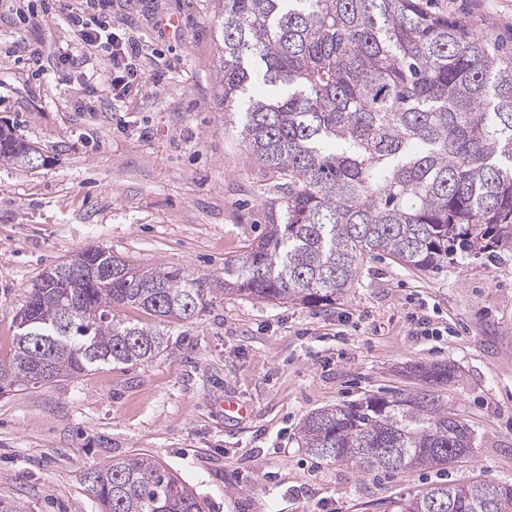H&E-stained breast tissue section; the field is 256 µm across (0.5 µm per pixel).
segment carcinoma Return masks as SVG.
<instances>
[{"instance_id": "carcinoma-1", "label": "carcinoma", "mask_w": 512, "mask_h": 512, "mask_svg": "<svg viewBox=\"0 0 512 512\" xmlns=\"http://www.w3.org/2000/svg\"><path fill=\"white\" fill-rule=\"evenodd\" d=\"M224 123L275 178L281 206L224 264V290L272 303L330 304L365 258L434 272L512 249V50L492 33L430 14L420 0H212ZM38 150L0 127V157L31 167ZM112 285L43 271L19 310L0 378L21 386L95 367L143 364L167 349L156 329L203 311L219 279L147 268ZM423 386L319 409L298 429L308 455L361 475L444 469L476 448L448 411L444 364H414ZM100 512H203L195 492L146 453L89 470ZM392 512H512V482H440Z\"/></svg>"}]
</instances>
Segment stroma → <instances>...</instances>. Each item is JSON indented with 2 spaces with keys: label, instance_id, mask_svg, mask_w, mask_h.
Returning a JSON list of instances; mask_svg holds the SVG:
<instances>
[{
  "label": "stroma",
  "instance_id": "stroma-1",
  "mask_svg": "<svg viewBox=\"0 0 512 512\" xmlns=\"http://www.w3.org/2000/svg\"><path fill=\"white\" fill-rule=\"evenodd\" d=\"M422 2L512 46V0ZM170 15L179 32L160 26ZM112 25L144 49L139 83L120 97L55 58L76 41L54 0H0V124L45 159L0 163V363L48 266L94 246L220 277L278 203L259 194L265 170L224 125L211 0H112ZM422 318L436 335H423ZM163 332L169 347L150 362L0 394V500L99 512L86 472L134 453L180 475L204 512H389L433 483L512 480V250L434 273L368 258L335 303L220 293ZM414 362L455 365L439 392L473 429V453L442 470L363 477L303 451L309 413L413 389L402 369ZM228 395L246 419L225 417Z\"/></svg>",
  "mask_w": 512,
  "mask_h": 512
}]
</instances>
